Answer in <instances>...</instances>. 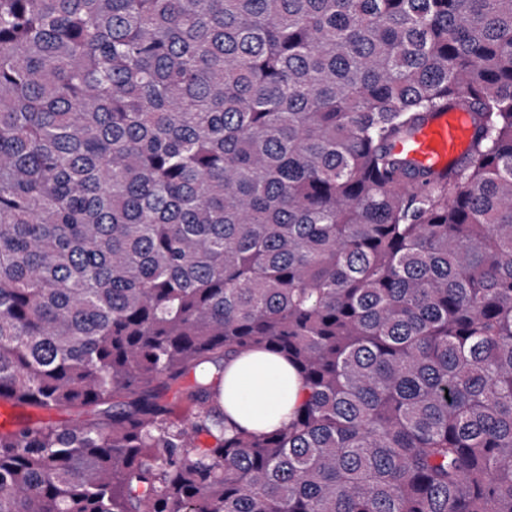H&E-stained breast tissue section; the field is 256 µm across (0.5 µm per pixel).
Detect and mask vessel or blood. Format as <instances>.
Segmentation results:
<instances>
[{
    "label": "vessel or blood",
    "instance_id": "1",
    "mask_svg": "<svg viewBox=\"0 0 512 512\" xmlns=\"http://www.w3.org/2000/svg\"><path fill=\"white\" fill-rule=\"evenodd\" d=\"M472 136L468 114L453 110L437 114L412 136L397 141L394 150L415 165L442 171L466 154Z\"/></svg>",
    "mask_w": 512,
    "mask_h": 512
}]
</instances>
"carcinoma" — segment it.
I'll use <instances>...</instances> for the list:
<instances>
[{
	"instance_id": "cac0c4a2",
	"label": "carcinoma",
	"mask_w": 512,
	"mask_h": 512,
	"mask_svg": "<svg viewBox=\"0 0 512 512\" xmlns=\"http://www.w3.org/2000/svg\"><path fill=\"white\" fill-rule=\"evenodd\" d=\"M0 402V512H512V0H0ZM473 133L466 112H440L412 136L397 141L394 150L415 165L442 171L466 154ZM306 390L293 366L267 352L224 361L219 402L228 424L266 432L289 423Z\"/></svg>"
}]
</instances>
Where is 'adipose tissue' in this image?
Segmentation results:
<instances>
[{
    "label": "adipose tissue",
    "instance_id": "adipose-tissue-1",
    "mask_svg": "<svg viewBox=\"0 0 512 512\" xmlns=\"http://www.w3.org/2000/svg\"><path fill=\"white\" fill-rule=\"evenodd\" d=\"M306 397L293 366L266 352L224 361L219 402L230 423L266 432L290 422Z\"/></svg>",
    "mask_w": 512,
    "mask_h": 512
}]
</instances>
